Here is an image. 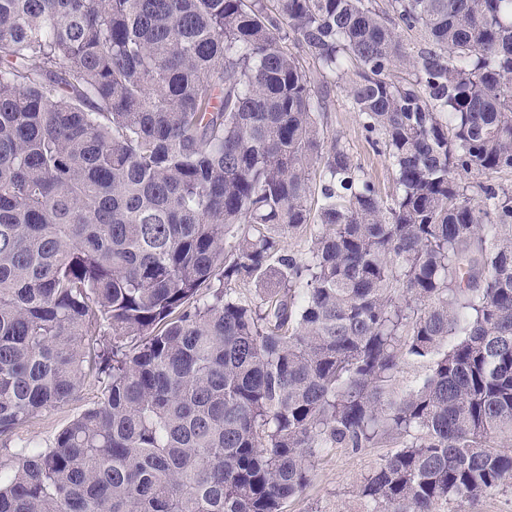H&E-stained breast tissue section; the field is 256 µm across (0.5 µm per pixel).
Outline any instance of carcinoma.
Listing matches in <instances>:
<instances>
[{
  "mask_svg": "<svg viewBox=\"0 0 512 512\" xmlns=\"http://www.w3.org/2000/svg\"><path fill=\"white\" fill-rule=\"evenodd\" d=\"M493 173L512 0H0V437L101 385L0 464V512H282L328 448L393 449L360 512L512 487V191L466 183ZM312 86L325 96L326 112L321 117L329 139L339 137L361 168L364 177L372 181L382 196L392 192V174L387 159L369 145L362 121L348 105L343 81L325 76L312 63H305ZM309 227L310 230L308 228L307 233L283 238L281 243V253L290 255L297 260L304 259L308 249L310 232H314V230H316V226L313 224Z\"/></svg>",
  "mask_w": 512,
  "mask_h": 512,
  "instance_id": "carcinoma-1",
  "label": "carcinoma"
}]
</instances>
